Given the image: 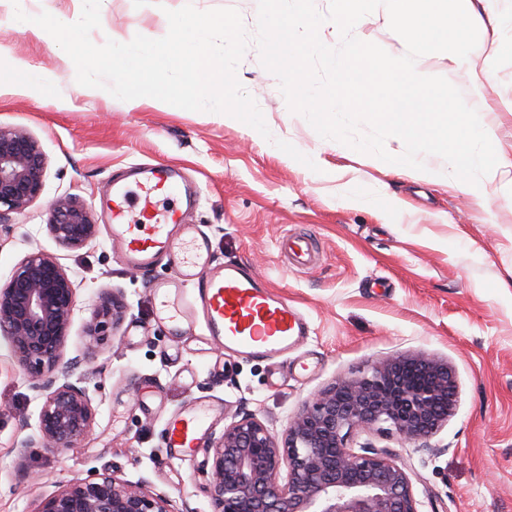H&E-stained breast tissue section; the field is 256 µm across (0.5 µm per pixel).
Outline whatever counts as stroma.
Returning a JSON list of instances; mask_svg holds the SVG:
<instances>
[{"label":"stroma","instance_id":"35a3bbf8","mask_svg":"<svg viewBox=\"0 0 512 512\" xmlns=\"http://www.w3.org/2000/svg\"><path fill=\"white\" fill-rule=\"evenodd\" d=\"M237 10L255 32V0H163L134 7L109 0L91 39L122 43L135 35H166V10ZM474 14H494L482 26L483 53L471 65L490 76L489 101L512 98V0H473ZM20 59L52 77L39 94L0 88V127L26 129L47 166L40 195L11 215L0 234V279L33 252H43L73 276L77 311L64 350L79 361L99 411L90 435L60 453L22 447V423L38 404L0 335V512H34L65 481L103 467L124 479H148L182 512H211L204 451L170 458L167 422L207 403L220 413L206 441L239 412L256 414L275 433L318 391L357 375L393 354L426 353L446 360L457 383L453 415L430 449L414 450L389 433H355L407 466L423 512H512V190L496 188L483 210L467 196L421 181L379 158L320 137L290 111L277 78L249 47L237 69L261 109L270 138L223 114L176 106L130 107L107 91L78 94L76 68L59 48L32 39L10 9L0 11V62ZM285 140L314 168L286 159ZM174 164L195 189L188 223L211 241L215 264H249L310 322V333L279 359L203 351L204 324L174 346L157 318L152 283L171 275L167 260L147 272L121 261L112 246L106 205L115 178L134 166ZM77 196L98 226L83 249L61 247L47 229L52 203ZM404 201L391 209L392 200ZM308 238L312 264L281 253L283 238ZM124 295L129 309L112 336L88 347L84 325L106 293Z\"/></svg>","mask_w":512,"mask_h":512}]
</instances>
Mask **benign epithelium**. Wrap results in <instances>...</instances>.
Returning a JSON list of instances; mask_svg holds the SVG:
<instances>
[{"mask_svg": "<svg viewBox=\"0 0 512 512\" xmlns=\"http://www.w3.org/2000/svg\"><path fill=\"white\" fill-rule=\"evenodd\" d=\"M46 157L23 128L0 127V230L41 192ZM56 241L81 249L97 236L89 208L73 195L55 201L47 224ZM128 308L121 296L94 305L84 332L99 343ZM77 310L71 275L42 252L27 255L0 282V334L38 403L35 424L22 425L24 448L61 452L91 430L97 409L64 348ZM456 407L448 363L426 354L393 355L314 395L289 419L282 437L251 413H238L207 447L212 512H422L405 465L354 451L348 438L376 428L417 448ZM287 469V478L281 470ZM34 512H179L148 481L104 468L73 477L39 500Z\"/></svg>", "mask_w": 512, "mask_h": 512, "instance_id": "1", "label": "benign epithelium"}]
</instances>
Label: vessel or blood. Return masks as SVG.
I'll list each match as a JSON object with an SVG mask.
<instances>
[{
  "label": "vessel or blood",
  "instance_id": "b4317fda",
  "mask_svg": "<svg viewBox=\"0 0 512 512\" xmlns=\"http://www.w3.org/2000/svg\"><path fill=\"white\" fill-rule=\"evenodd\" d=\"M189 205L190 197L170 165L135 169L112 184V243L122 250L127 265L144 272L162 256L171 265L170 279L153 286L161 300L159 321L180 339L201 318L207 346L249 356L287 355L307 336V321L267 288L255 268L214 264L209 240L184 220ZM186 282L196 288L190 301L181 292ZM211 415L209 406L196 404L170 421V453L183 456L196 448Z\"/></svg>",
  "mask_w": 512,
  "mask_h": 512
}]
</instances>
